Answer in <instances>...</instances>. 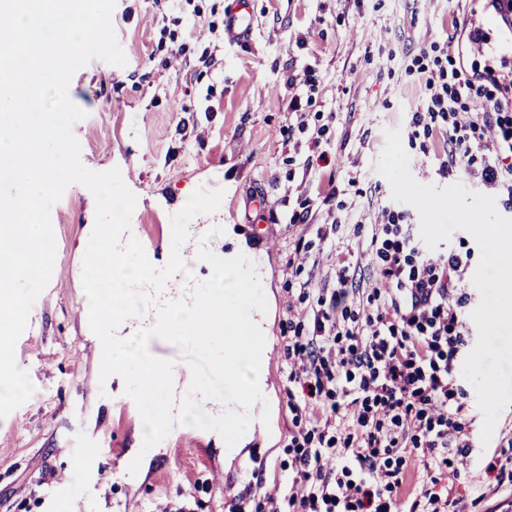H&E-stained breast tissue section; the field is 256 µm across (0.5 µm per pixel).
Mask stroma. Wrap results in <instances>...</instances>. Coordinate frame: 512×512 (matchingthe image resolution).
<instances>
[{"instance_id":"stroma-1","label":"stroma","mask_w":512,"mask_h":512,"mask_svg":"<svg viewBox=\"0 0 512 512\" xmlns=\"http://www.w3.org/2000/svg\"><path fill=\"white\" fill-rule=\"evenodd\" d=\"M232 0H117L112 24L127 64L91 61L73 75L69 97L85 111L75 123L81 161L88 169L127 170L137 201L138 263L152 255L164 269L174 225L230 224L251 250L261 237L277 247L256 274L266 285L265 334L270 348L263 378L269 416L257 425L274 439L254 435L228 452L224 424L202 432L169 433L160 449L147 442L134 368L118 384L109 358L86 357L94 341L81 284L91 278L78 252L91 192L71 185L51 210L56 257L51 279L34 303L15 359L35 391L0 419V512H268L266 497L293 473L288 451L287 325L311 333L307 313L322 289L348 270L357 304L380 287L379 260L370 246L384 208L403 212V225L419 236V215L393 200L376 171L384 131H408L412 112L430 96L423 72L443 63L449 83L468 74L461 60L457 22L470 20L473 0H251L255 24L248 39L224 38ZM300 99L299 111L288 107ZM417 181L445 187H486L470 174L441 176L437 140L404 141ZM337 196L326 204L328 184ZM208 196L214 205L193 211L181 202ZM307 212L306 223L293 214ZM304 257L290 261L295 249ZM438 252L466 261L464 313L480 301L472 277L480 248L466 231L439 242ZM157 359L193 364L201 381L223 388L208 353L176 331L158 338ZM462 413L471 454L459 481L442 479L437 492L455 487L464 512H512V483H496L485 466L512 455V406L482 443L483 417L471 384ZM98 444L84 458L85 444Z\"/></svg>"}]
</instances>
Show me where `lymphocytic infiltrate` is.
<instances>
[{
    "mask_svg": "<svg viewBox=\"0 0 512 512\" xmlns=\"http://www.w3.org/2000/svg\"><path fill=\"white\" fill-rule=\"evenodd\" d=\"M446 70L428 74L424 109L413 111L411 137L443 140L450 156L439 171L480 168L484 183L512 195V68L475 69L448 85ZM371 245L383 288L369 306H345V274L308 313L313 330L287 347L295 363L289 383L300 388L292 411L309 415L313 430H346L339 465H323L325 452L309 447V433L291 435L294 473L270 512H394L409 459L444 471L468 457L459 417L464 394L456 368L469 334L464 264L456 255L432 257L403 232V213L384 209Z\"/></svg>",
    "mask_w": 512,
    "mask_h": 512,
    "instance_id": "f902f5d3",
    "label": "lymphocytic infiltrate"
}]
</instances>
